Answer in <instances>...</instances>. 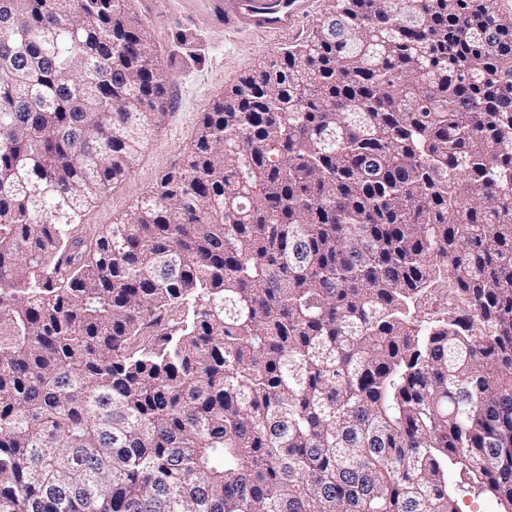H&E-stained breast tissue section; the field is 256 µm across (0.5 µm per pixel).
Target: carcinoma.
I'll use <instances>...</instances> for the list:
<instances>
[{
	"label": "carcinoma",
	"instance_id": "carcinoma-1",
	"mask_svg": "<svg viewBox=\"0 0 512 512\" xmlns=\"http://www.w3.org/2000/svg\"><path fill=\"white\" fill-rule=\"evenodd\" d=\"M2 12L0 512H512V0H334L94 240L169 76Z\"/></svg>",
	"mask_w": 512,
	"mask_h": 512
}]
</instances>
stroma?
<instances>
[{"label": "stroma", "mask_w": 512, "mask_h": 512, "mask_svg": "<svg viewBox=\"0 0 512 512\" xmlns=\"http://www.w3.org/2000/svg\"><path fill=\"white\" fill-rule=\"evenodd\" d=\"M134 14L151 32L157 61L170 75L169 109L159 129L148 134L135 168L87 205L77 226L96 238L134 209L160 177L183 160L196 135L199 120L214 101L256 67L273 61L283 48L308 39L330 11L332 0H316L297 36L273 39L227 34L204 24L180 22L181 0H129Z\"/></svg>", "instance_id": "obj_1"}]
</instances>
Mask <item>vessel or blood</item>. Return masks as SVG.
<instances>
[{"label":"vessel or blood","instance_id":"1","mask_svg":"<svg viewBox=\"0 0 512 512\" xmlns=\"http://www.w3.org/2000/svg\"><path fill=\"white\" fill-rule=\"evenodd\" d=\"M213 18L225 29H250L282 38L297 34L313 0H207Z\"/></svg>","mask_w":512,"mask_h":512}]
</instances>
